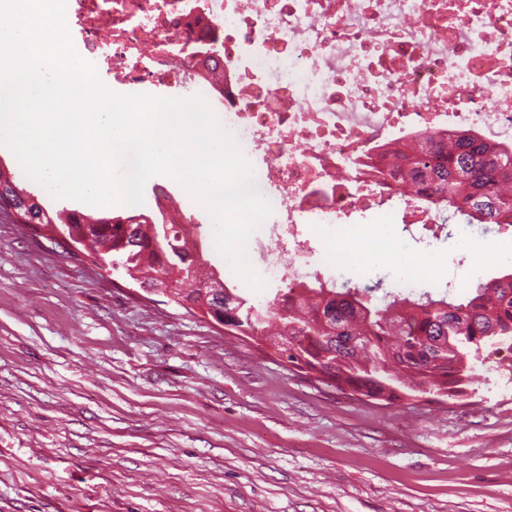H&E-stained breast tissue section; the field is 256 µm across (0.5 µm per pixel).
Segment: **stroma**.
Masks as SVG:
<instances>
[{
	"mask_svg": "<svg viewBox=\"0 0 512 512\" xmlns=\"http://www.w3.org/2000/svg\"><path fill=\"white\" fill-rule=\"evenodd\" d=\"M210 265L254 303L198 206ZM413 295L467 297L512 256V226L413 227ZM492 250L477 262L474 247ZM403 291L388 260L337 287ZM468 394H345L0 212V512H512V354Z\"/></svg>",
	"mask_w": 512,
	"mask_h": 512,
	"instance_id": "1",
	"label": "stroma"
}]
</instances>
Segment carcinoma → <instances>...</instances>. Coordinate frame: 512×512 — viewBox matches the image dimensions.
Instances as JSON below:
<instances>
[{
    "label": "carcinoma",
    "instance_id": "cac0c4a2",
    "mask_svg": "<svg viewBox=\"0 0 512 512\" xmlns=\"http://www.w3.org/2000/svg\"><path fill=\"white\" fill-rule=\"evenodd\" d=\"M395 168L450 219L512 224V144L491 146L474 130L461 132L452 146L427 137L424 146L396 155ZM0 211L11 212L17 224H54L83 239L95 255L125 256L142 282L154 285L163 275L177 291L212 303L209 281L198 271L202 244H187L179 224H142L129 235L122 221L131 214L50 212L14 173L1 169ZM380 289V282L342 291L321 283L305 297L278 292L256 305L226 285L224 298L237 311L238 335L267 345L299 370L324 376L339 391L388 403L414 393L460 396L479 380L485 346L512 347V272L479 283L461 301L389 292L381 305L363 301Z\"/></svg>",
    "mask_w": 512,
    "mask_h": 512
}]
</instances>
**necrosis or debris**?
Returning <instances> with one entry per match:
<instances>
[{
  "label": "necrosis or debris",
  "instance_id": "4bbe7bcc",
  "mask_svg": "<svg viewBox=\"0 0 512 512\" xmlns=\"http://www.w3.org/2000/svg\"><path fill=\"white\" fill-rule=\"evenodd\" d=\"M100 81L158 98L195 88L233 129L272 206L249 241L255 270L297 297L336 262L347 225L377 258L442 216L391 177L417 134L478 130L512 143V0H65ZM395 205L400 223L368 215ZM327 233L315 259L303 227Z\"/></svg>",
  "mask_w": 512,
  "mask_h": 512
}]
</instances>
